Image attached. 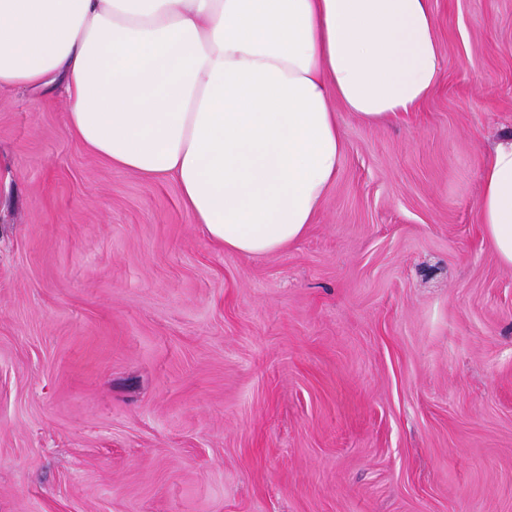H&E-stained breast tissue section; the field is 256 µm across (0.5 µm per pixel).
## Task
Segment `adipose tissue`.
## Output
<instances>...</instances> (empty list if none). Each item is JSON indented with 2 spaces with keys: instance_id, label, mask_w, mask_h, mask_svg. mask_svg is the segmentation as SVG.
Instances as JSON below:
<instances>
[{
  "instance_id": "adipose-tissue-1",
  "label": "adipose tissue",
  "mask_w": 512,
  "mask_h": 512,
  "mask_svg": "<svg viewBox=\"0 0 512 512\" xmlns=\"http://www.w3.org/2000/svg\"><path fill=\"white\" fill-rule=\"evenodd\" d=\"M443 56L429 0H0V91L60 83L112 168L174 180L209 240L305 236L344 153L336 111H414ZM485 239L512 267V134L482 170Z\"/></svg>"
}]
</instances>
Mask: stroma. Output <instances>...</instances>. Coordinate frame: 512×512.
Returning <instances> with one entry per match:
<instances>
[{
  "instance_id": "obj_1",
  "label": "stroma",
  "mask_w": 512,
  "mask_h": 512,
  "mask_svg": "<svg viewBox=\"0 0 512 512\" xmlns=\"http://www.w3.org/2000/svg\"><path fill=\"white\" fill-rule=\"evenodd\" d=\"M441 82L307 234L213 245L59 90L0 94V512H512V268L479 224L512 0H430Z\"/></svg>"
}]
</instances>
